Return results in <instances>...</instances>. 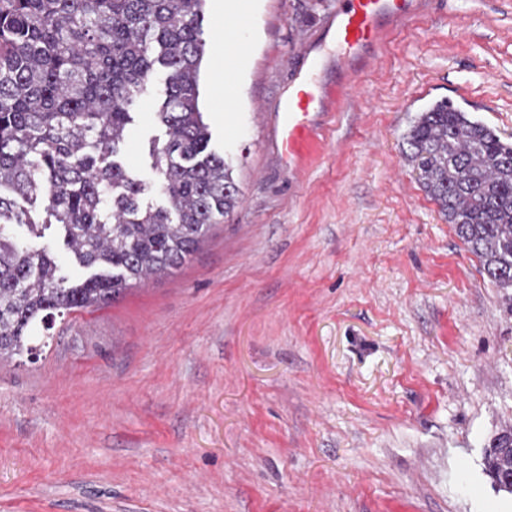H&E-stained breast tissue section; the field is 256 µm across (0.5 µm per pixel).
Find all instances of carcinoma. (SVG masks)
I'll list each match as a JSON object with an SVG mask.
<instances>
[{"instance_id": "cac0c4a2", "label": "carcinoma", "mask_w": 512, "mask_h": 512, "mask_svg": "<svg viewBox=\"0 0 512 512\" xmlns=\"http://www.w3.org/2000/svg\"><path fill=\"white\" fill-rule=\"evenodd\" d=\"M205 0H0V362L41 351L57 319L180 266L240 203L200 108ZM164 139L148 179L118 160L153 76ZM424 193L499 288H512V142L446 100L403 135ZM157 195L163 204L144 202ZM46 214L39 220L36 204ZM57 226L86 270L70 278L21 241ZM512 427L484 471L512 492Z\"/></svg>"}]
</instances>
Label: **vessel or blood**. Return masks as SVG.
<instances>
[{
    "label": "vessel or blood",
    "instance_id": "obj_1",
    "mask_svg": "<svg viewBox=\"0 0 512 512\" xmlns=\"http://www.w3.org/2000/svg\"><path fill=\"white\" fill-rule=\"evenodd\" d=\"M427 0H339L336 14L326 26L323 36L335 43L336 64L346 67L351 61L365 57L369 48L390 35L402 31L424 16ZM320 46L303 41L288 56L298 76L295 93L274 114V126L281 151L288 160L299 159L309 147L313 116L328 99L337 106L353 102L361 87L344 81L329 87L316 84L312 76L321 67Z\"/></svg>",
    "mask_w": 512,
    "mask_h": 512
}]
</instances>
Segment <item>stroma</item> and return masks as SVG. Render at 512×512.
Returning a JSON list of instances; mask_svg holds the SVG:
<instances>
[{
	"instance_id": "1",
	"label": "stroma",
	"mask_w": 512,
	"mask_h": 512,
	"mask_svg": "<svg viewBox=\"0 0 512 512\" xmlns=\"http://www.w3.org/2000/svg\"><path fill=\"white\" fill-rule=\"evenodd\" d=\"M202 107L241 200L183 265L0 364V512H486L483 447L512 424V289L421 190L402 136L451 100L512 142V0H430L356 74L296 168L282 57L336 0H244ZM232 80L237 110L216 106ZM156 73L122 160L149 176Z\"/></svg>"
}]
</instances>
